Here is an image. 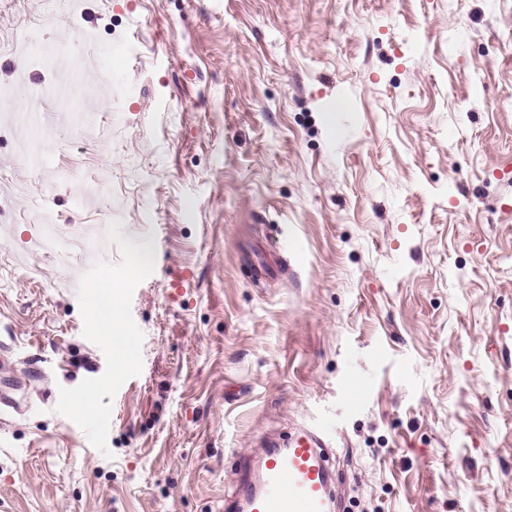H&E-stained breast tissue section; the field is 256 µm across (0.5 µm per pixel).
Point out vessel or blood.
I'll use <instances>...</instances> for the list:
<instances>
[{
	"label": "vessel or blood",
	"mask_w": 512,
	"mask_h": 512,
	"mask_svg": "<svg viewBox=\"0 0 512 512\" xmlns=\"http://www.w3.org/2000/svg\"><path fill=\"white\" fill-rule=\"evenodd\" d=\"M329 444L324 432L302 428L287 447L246 463L251 477L242 492L225 498L224 512H338Z\"/></svg>",
	"instance_id": "obj_1"
}]
</instances>
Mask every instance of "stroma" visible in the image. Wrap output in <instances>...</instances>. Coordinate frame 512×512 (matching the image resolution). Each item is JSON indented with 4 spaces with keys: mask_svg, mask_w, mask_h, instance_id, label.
<instances>
[{
    "mask_svg": "<svg viewBox=\"0 0 512 512\" xmlns=\"http://www.w3.org/2000/svg\"><path fill=\"white\" fill-rule=\"evenodd\" d=\"M3 89L0 512L314 424L341 512H512V0H0Z\"/></svg>",
    "mask_w": 512,
    "mask_h": 512,
    "instance_id": "stroma-1",
    "label": "stroma"
}]
</instances>
